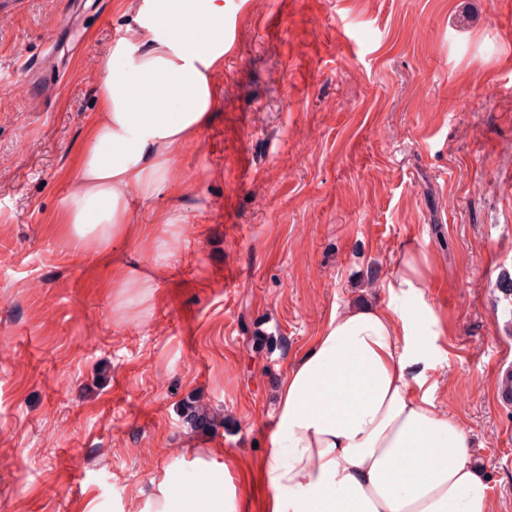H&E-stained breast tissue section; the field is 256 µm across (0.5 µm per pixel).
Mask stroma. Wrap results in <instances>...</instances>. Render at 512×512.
Returning a JSON list of instances; mask_svg holds the SVG:
<instances>
[{
    "label": "stroma",
    "instance_id": "obj_1",
    "mask_svg": "<svg viewBox=\"0 0 512 512\" xmlns=\"http://www.w3.org/2000/svg\"><path fill=\"white\" fill-rule=\"evenodd\" d=\"M141 0H0V512H141L193 459L268 450L276 384L332 308L394 303L426 260L448 322L424 375L512 512V7L506 0H224L211 125L132 223L73 249L58 217L100 61ZM157 274L112 315V266ZM213 422L197 425L188 407Z\"/></svg>",
    "mask_w": 512,
    "mask_h": 512
}]
</instances>
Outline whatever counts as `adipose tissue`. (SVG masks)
I'll return each mask as SVG.
<instances>
[{
  "label": "adipose tissue",
  "mask_w": 512,
  "mask_h": 512,
  "mask_svg": "<svg viewBox=\"0 0 512 512\" xmlns=\"http://www.w3.org/2000/svg\"><path fill=\"white\" fill-rule=\"evenodd\" d=\"M136 24L135 42L100 62L99 109L64 213L78 245L144 232L131 201L169 182L221 101L224 0H142ZM418 334L391 303L332 311L278 382L268 453L202 469L206 512H250L235 472L264 488L260 512H493L466 429L424 388Z\"/></svg>",
  "instance_id": "obj_1"
}]
</instances>
